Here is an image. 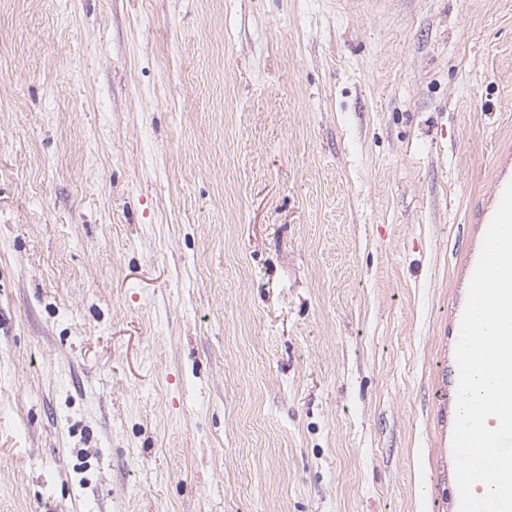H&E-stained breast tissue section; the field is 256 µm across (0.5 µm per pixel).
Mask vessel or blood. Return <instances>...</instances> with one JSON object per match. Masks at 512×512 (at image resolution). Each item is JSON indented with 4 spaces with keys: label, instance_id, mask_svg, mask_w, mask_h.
Here are the masks:
<instances>
[{
    "label": "vessel or blood",
    "instance_id": "b4317fda",
    "mask_svg": "<svg viewBox=\"0 0 512 512\" xmlns=\"http://www.w3.org/2000/svg\"><path fill=\"white\" fill-rule=\"evenodd\" d=\"M512 181V151L499 150L496 165L488 188L480 205L471 215L469 246L457 270L455 286L457 292L448 307V336L450 340L459 337L461 316L466 304L468 285L476 266L485 232L499 204L502 192Z\"/></svg>",
    "mask_w": 512,
    "mask_h": 512
}]
</instances>
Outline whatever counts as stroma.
Listing matches in <instances>:
<instances>
[{
  "label": "stroma",
  "mask_w": 512,
  "mask_h": 512,
  "mask_svg": "<svg viewBox=\"0 0 512 512\" xmlns=\"http://www.w3.org/2000/svg\"><path fill=\"white\" fill-rule=\"evenodd\" d=\"M512 0H0V512H448ZM512 181V153L509 149L498 152L495 168L480 205L472 212L469 246L463 256L456 274L455 287L458 292L448 306V337L451 349L448 356V405L452 409V435L457 410L458 368L455 359V347L459 337L461 316L466 304L468 285L476 266L485 232L499 204L502 192L508 182Z\"/></svg>",
  "instance_id": "35a3bbf8"
}]
</instances>
